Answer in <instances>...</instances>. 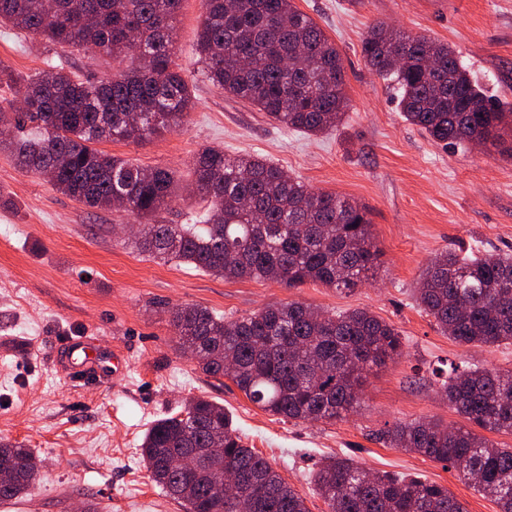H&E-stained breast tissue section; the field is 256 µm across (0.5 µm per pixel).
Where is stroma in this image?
<instances>
[{"label": "stroma", "mask_w": 512, "mask_h": 512, "mask_svg": "<svg viewBox=\"0 0 512 512\" xmlns=\"http://www.w3.org/2000/svg\"><path fill=\"white\" fill-rule=\"evenodd\" d=\"M335 41L349 109L338 130L310 136L268 120L224 94L196 53L200 0L175 19L177 70L195 106L179 130L139 143L104 141L100 150L175 172L181 185L159 224H196L206 204L191 188L194 156L206 146L251 153L283 167L310 189L355 199L369 210L382 252L369 283L341 292L262 280H227L174 258L140 252L114 209H90L26 172L0 149V440L32 448L40 477L0 512H184L149 477L140 457L146 430L194 397L223 404L244 444L269 461L306 499L328 512L312 475L326 457L376 472L448 487L468 512H498L445 464L382 439L398 423L459 417L437 394L449 364L512 369V345L463 346L415 302L413 290L439 254H512V135L447 150L400 113L395 91L366 63L361 39L384 23L447 42L487 94L512 103V0H294ZM0 62L24 78L64 63L77 76L105 77L118 63L56 47L0 26ZM299 301L327 312L363 309L401 334L400 357L371 369L361 404L331 422L282 420L228 379L202 373L179 347L173 309L199 305L227 318L270 303ZM93 340L102 357L125 356L119 380L80 379L60 362L65 341Z\"/></svg>", "instance_id": "obj_1"}]
</instances>
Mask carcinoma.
Masks as SVG:
<instances>
[{"label":"carcinoma","instance_id":"cac0c4a2","mask_svg":"<svg viewBox=\"0 0 512 512\" xmlns=\"http://www.w3.org/2000/svg\"><path fill=\"white\" fill-rule=\"evenodd\" d=\"M183 0H0V24L85 54L130 61L112 77L81 80L51 65L20 82L0 63V85L20 97L15 126L38 135L16 143L21 166L90 208L120 207L141 223L138 248L226 279L307 283L352 291L372 276L380 249L365 206L336 192H314L286 170L252 155L205 147L194 184L208 202L203 224H155L172 201L173 171L145 169L96 148L137 142L180 127L195 106L173 67L174 19ZM196 47L208 80L269 120L308 135L341 125L348 98L341 54L293 0H202ZM362 53L396 86L403 118L448 149L474 136L495 141L512 112L487 96L448 44L370 25ZM417 304L466 346L512 344V257L466 260L453 251L423 271ZM180 348L208 376L227 378L262 410L288 420L332 421L359 404L364 373L402 354L399 331L365 310L319 312L302 302L269 304L237 319L201 306L172 312ZM439 393L469 426L435 419L383 433L401 448L454 469L499 512H512V448L483 432L512 434V370L452 368ZM194 452L210 475L175 465ZM141 459L152 481L185 512H236L211 476L231 465L237 497L252 512H308L302 496L264 457L243 444L224 405L204 397L157 420ZM0 501L27 494L40 462L20 443L0 442ZM329 512H467L448 488L417 477L371 472L342 457L313 475Z\"/></svg>","mask_w":512,"mask_h":512}]
</instances>
